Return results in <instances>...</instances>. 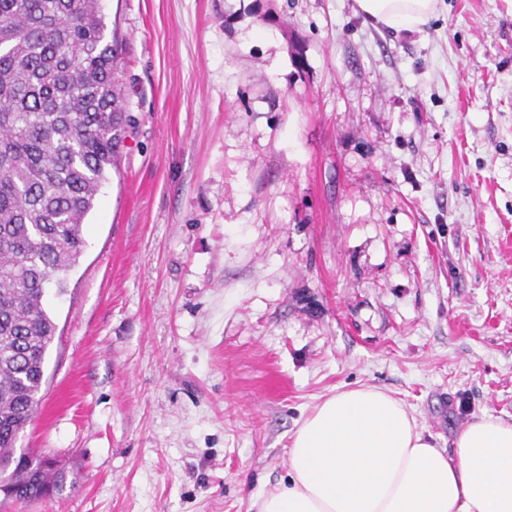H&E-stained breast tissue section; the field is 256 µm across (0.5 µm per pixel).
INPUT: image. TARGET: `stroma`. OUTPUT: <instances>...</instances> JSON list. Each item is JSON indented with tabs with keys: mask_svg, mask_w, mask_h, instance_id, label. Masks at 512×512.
I'll return each instance as SVG.
<instances>
[{
	"mask_svg": "<svg viewBox=\"0 0 512 512\" xmlns=\"http://www.w3.org/2000/svg\"><path fill=\"white\" fill-rule=\"evenodd\" d=\"M133 122L86 218L0 512H255L340 387L436 447L512 421V0H100ZM439 1L356 0L366 19L408 32H420L436 13Z\"/></svg>",
	"mask_w": 512,
	"mask_h": 512,
	"instance_id": "1",
	"label": "stroma"
}]
</instances>
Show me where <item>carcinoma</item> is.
Instances as JSON below:
<instances>
[{
	"label": "carcinoma",
	"instance_id": "obj_1",
	"mask_svg": "<svg viewBox=\"0 0 512 512\" xmlns=\"http://www.w3.org/2000/svg\"><path fill=\"white\" fill-rule=\"evenodd\" d=\"M99 0H0V493L63 490L64 469L16 453L32 421L82 226L119 161L132 116Z\"/></svg>",
	"mask_w": 512,
	"mask_h": 512
}]
</instances>
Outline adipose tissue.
Returning <instances> with one entry per match:
<instances>
[{
	"label": "adipose tissue",
	"instance_id": "ef3b65f1",
	"mask_svg": "<svg viewBox=\"0 0 512 512\" xmlns=\"http://www.w3.org/2000/svg\"><path fill=\"white\" fill-rule=\"evenodd\" d=\"M366 19L418 32L439 0H356ZM257 512H512V421L483 415L454 451L435 447L405 404L340 388L299 422L288 478Z\"/></svg>",
	"mask_w": 512,
	"mask_h": 512
}]
</instances>
